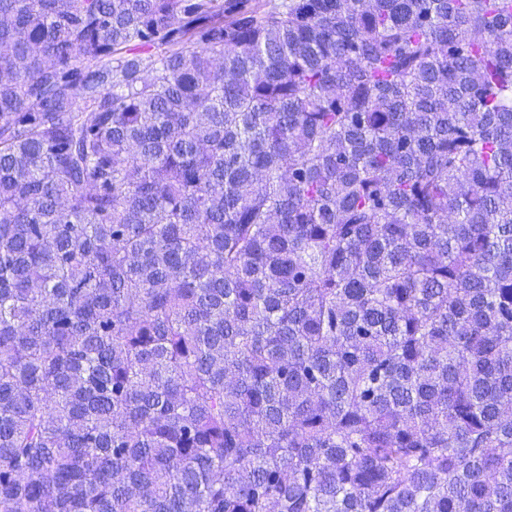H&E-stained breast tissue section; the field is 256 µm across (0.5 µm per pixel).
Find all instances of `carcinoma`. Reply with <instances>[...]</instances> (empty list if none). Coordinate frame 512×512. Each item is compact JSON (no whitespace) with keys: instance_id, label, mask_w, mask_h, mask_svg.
Returning <instances> with one entry per match:
<instances>
[{"instance_id":"obj_1","label":"carcinoma","mask_w":512,"mask_h":512,"mask_svg":"<svg viewBox=\"0 0 512 512\" xmlns=\"http://www.w3.org/2000/svg\"><path fill=\"white\" fill-rule=\"evenodd\" d=\"M0 512H512V0H0Z\"/></svg>"}]
</instances>
